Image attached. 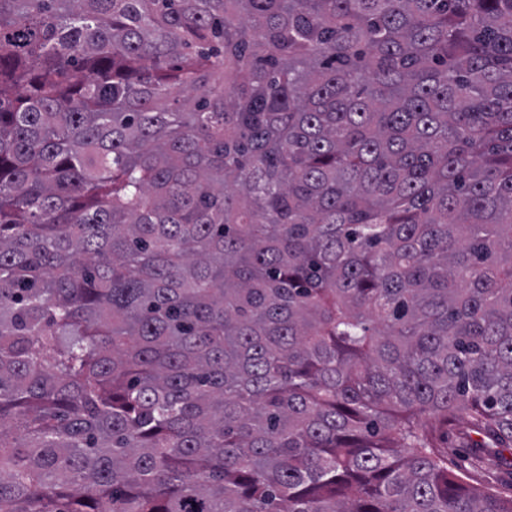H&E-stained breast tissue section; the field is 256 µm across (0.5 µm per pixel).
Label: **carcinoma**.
Returning <instances> with one entry per match:
<instances>
[{"label":"carcinoma","instance_id":"1","mask_svg":"<svg viewBox=\"0 0 512 512\" xmlns=\"http://www.w3.org/2000/svg\"><path fill=\"white\" fill-rule=\"evenodd\" d=\"M512 0H0V512H512ZM448 470L485 490L505 495L512 493V467L478 462L472 448H465L456 432L448 436Z\"/></svg>","mask_w":512,"mask_h":512}]
</instances>
